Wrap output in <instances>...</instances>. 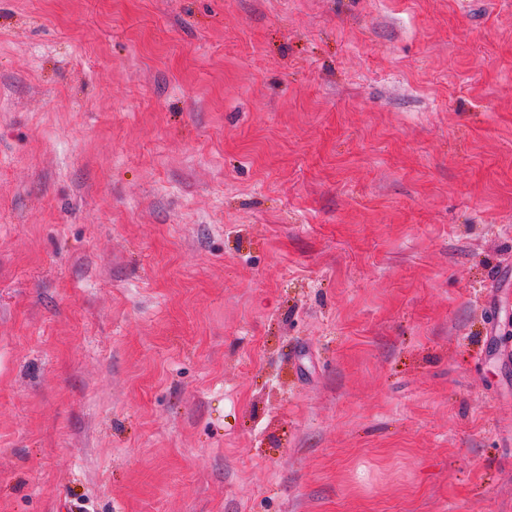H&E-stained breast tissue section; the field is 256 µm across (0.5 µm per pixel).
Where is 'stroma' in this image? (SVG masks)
Returning a JSON list of instances; mask_svg holds the SVG:
<instances>
[{"mask_svg":"<svg viewBox=\"0 0 512 512\" xmlns=\"http://www.w3.org/2000/svg\"><path fill=\"white\" fill-rule=\"evenodd\" d=\"M512 0H0V512H512Z\"/></svg>","mask_w":512,"mask_h":512,"instance_id":"1","label":"stroma"}]
</instances>
